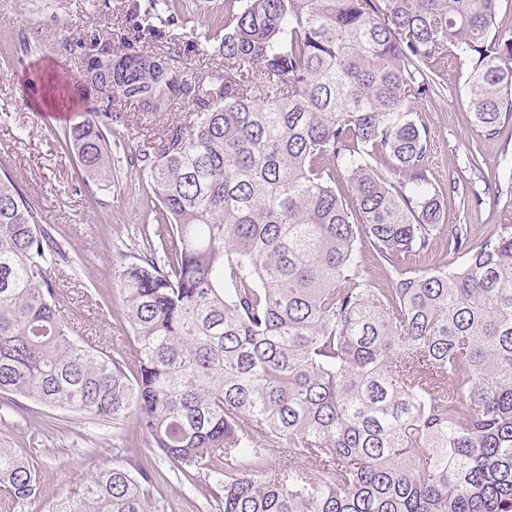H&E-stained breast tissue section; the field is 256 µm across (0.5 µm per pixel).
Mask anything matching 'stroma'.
Returning <instances> with one entry per match:
<instances>
[{
	"label": "stroma",
	"mask_w": 512,
	"mask_h": 512,
	"mask_svg": "<svg viewBox=\"0 0 512 512\" xmlns=\"http://www.w3.org/2000/svg\"><path fill=\"white\" fill-rule=\"evenodd\" d=\"M222 3L175 0L177 22L160 24L163 49L182 51L183 65L196 76L208 77L223 65L220 57L185 51ZM126 5L127 0H0V173L14 177L43 223L59 234L67 260L55 278L64 297V315L74 319L80 333L111 341L127 336L112 317L118 305L112 259L121 252L142 251L140 230L150 221V202L146 195L134 194L141 178L127 165L125 153L178 124L188 107L174 104L160 115L146 116L123 100H106L92 91L74 110L59 112L44 105L42 91L28 78L33 68L42 67L81 79L79 41L93 31L120 44L127 35ZM443 79L437 96L415 106L433 139L425 162L429 179L447 183L475 145L483 154L486 178L507 181L512 176V140L478 139L464 75L451 68ZM103 110L111 112L123 138L112 150L111 186L88 187L62 138L70 125ZM441 204L444 227L512 223V192L506 190L483 194L481 205L471 211L450 195ZM0 447L22 450L45 479L44 496L29 503L25 512H52L57 499L74 495L91 473L111 464L112 424L103 419L87 422L63 411L28 410L0 396Z\"/></svg>",
	"instance_id": "stroma-1"
}]
</instances>
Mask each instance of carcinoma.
Masks as SVG:
<instances>
[{"mask_svg": "<svg viewBox=\"0 0 512 512\" xmlns=\"http://www.w3.org/2000/svg\"><path fill=\"white\" fill-rule=\"evenodd\" d=\"M499 3L224 0L207 80L169 53L112 52L137 111L189 105L128 154L152 203L148 252L112 265L129 340L63 315L54 229L0 176V394L110 419L117 443L145 435L219 512H512V225L438 230L444 194L476 201L481 153L433 184L412 111L451 61L479 136L512 126ZM173 9L133 0L126 24L153 38ZM120 138L106 112L65 131L84 183L108 180ZM437 250L453 261L406 263ZM169 482L114 461L55 512H165ZM43 487L0 448V512Z\"/></svg>", "mask_w": 512, "mask_h": 512, "instance_id": "obj_1", "label": "carcinoma"}]
</instances>
